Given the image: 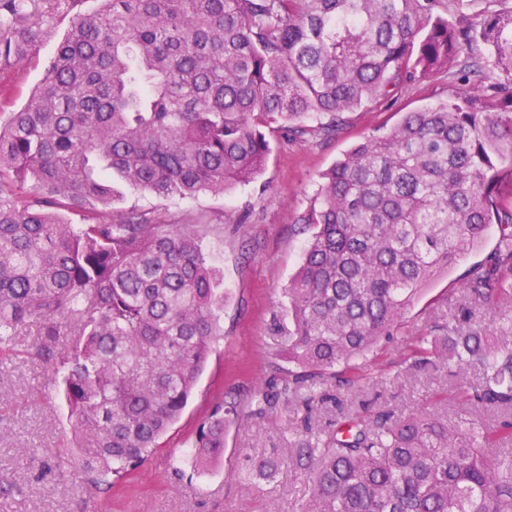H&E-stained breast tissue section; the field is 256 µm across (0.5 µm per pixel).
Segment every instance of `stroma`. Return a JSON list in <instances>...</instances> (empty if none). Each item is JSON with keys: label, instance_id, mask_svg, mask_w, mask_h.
<instances>
[{"label": "stroma", "instance_id": "35a3bbf8", "mask_svg": "<svg viewBox=\"0 0 512 512\" xmlns=\"http://www.w3.org/2000/svg\"><path fill=\"white\" fill-rule=\"evenodd\" d=\"M24 16L42 28L36 49L24 60L0 65V89L16 108L39 83L70 21L56 0H29ZM461 85L456 74L419 79L393 99L345 113L343 128L333 138L316 131L301 138L275 132L257 180L222 194L162 198L118 185L114 219L134 211L157 224L208 225L202 246L224 270L223 334L181 418L160 447L135 470L127 488L105 491L85 484L76 466L79 454L60 380L39 351V321L20 326L0 352V512H297L308 491L306 476L292 474L257 486L241 475L245 456L289 447L309 427L335 431L341 408L368 417L385 408L416 411L426 407L429 394L436 391L444 399L441 412L455 415V376L407 370L403 356L433 323H454L463 274L491 253V229L477 248L429 283L399 333L379 341L357 383L340 388L335 398L311 410L294 400L268 416L230 417L224 458L215 469L189 478L174 473L179 458L191 452L214 401L241 405L254 391L267 388L271 362L288 348L284 290L310 235L298 218L308 209L321 174L378 128L393 126L402 113L452 98Z\"/></svg>", "mask_w": 512, "mask_h": 512}]
</instances>
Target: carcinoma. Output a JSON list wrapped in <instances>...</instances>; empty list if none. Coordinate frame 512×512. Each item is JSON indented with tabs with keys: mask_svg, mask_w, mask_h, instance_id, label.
<instances>
[{
	"mask_svg": "<svg viewBox=\"0 0 512 512\" xmlns=\"http://www.w3.org/2000/svg\"><path fill=\"white\" fill-rule=\"evenodd\" d=\"M25 0H0V64L37 36ZM63 0L74 11L40 83L5 111L0 90V345L40 320L62 385L86 484L125 481L180 418L220 335L224 272L201 246L204 224L112 221L114 184L167 198L249 184L271 152L266 131L309 119L331 136L342 115L407 83L459 67L495 75L492 93L461 91L404 113L321 175L301 217L311 234L285 289L288 353L248 402L269 415L288 397L350 385L422 290L478 246L464 303L494 311L512 296V8L438 0ZM465 57H460L461 53ZM77 209L82 223L63 222ZM419 337L409 367L475 370L455 387L464 412L341 414L288 458L246 470L271 482L308 476L300 512H512V348L477 326ZM217 402L189 463L224 458Z\"/></svg>",
	"mask_w": 512,
	"mask_h": 512,
	"instance_id": "1",
	"label": "carcinoma"
}]
</instances>
